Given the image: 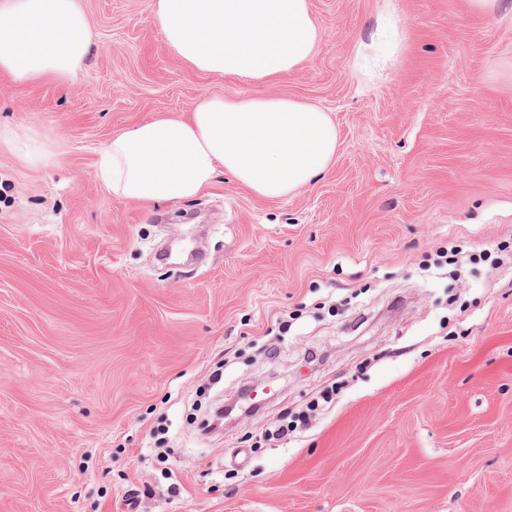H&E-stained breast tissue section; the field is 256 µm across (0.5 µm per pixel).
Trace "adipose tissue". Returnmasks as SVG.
Returning a JSON list of instances; mask_svg holds the SVG:
<instances>
[{"label": "adipose tissue", "mask_w": 512, "mask_h": 512, "mask_svg": "<svg viewBox=\"0 0 512 512\" xmlns=\"http://www.w3.org/2000/svg\"><path fill=\"white\" fill-rule=\"evenodd\" d=\"M167 46L198 70L264 81L296 70L312 55L319 26L308 0H152ZM407 28L395 0H384L353 55L372 81L402 57ZM92 49L78 0H6L0 7V70L24 82L71 77ZM329 112L277 96L216 95L190 118H154L113 134L96 177L113 198L146 206L196 197L217 170L265 199L307 189L329 169L338 147ZM0 142L39 165L52 149L28 127H0Z\"/></svg>", "instance_id": "adipose-tissue-1"}]
</instances>
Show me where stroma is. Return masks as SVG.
Masks as SVG:
<instances>
[{
	"mask_svg": "<svg viewBox=\"0 0 512 512\" xmlns=\"http://www.w3.org/2000/svg\"><path fill=\"white\" fill-rule=\"evenodd\" d=\"M150 2L79 0L75 78L0 72V125L61 153L0 144V512H512V258L488 260L512 247V0H396L406 49L369 83L382 0H309L313 55L263 82L184 62ZM214 95L320 104L330 169L284 199L221 170L113 199V133ZM451 245L457 277L431 268ZM2 141L34 165L46 163L55 156V152L29 127H0V143Z\"/></svg>",
	"mask_w": 512,
	"mask_h": 512,
	"instance_id": "stroma-1",
	"label": "stroma"
}]
</instances>
